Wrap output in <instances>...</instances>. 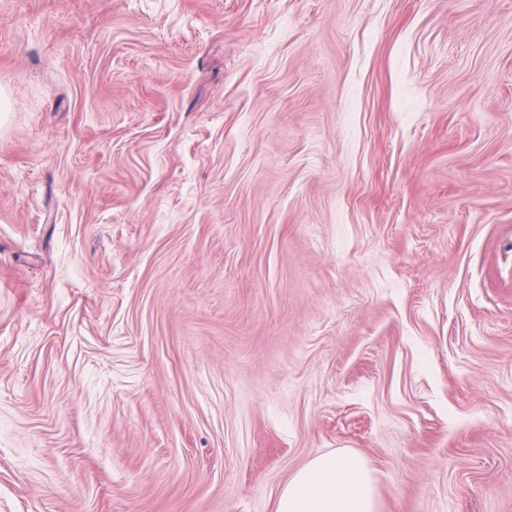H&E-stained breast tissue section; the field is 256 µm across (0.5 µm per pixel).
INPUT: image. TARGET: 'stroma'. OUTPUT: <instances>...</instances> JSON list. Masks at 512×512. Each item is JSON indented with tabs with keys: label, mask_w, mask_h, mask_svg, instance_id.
Segmentation results:
<instances>
[{
	"label": "stroma",
	"mask_w": 512,
	"mask_h": 512,
	"mask_svg": "<svg viewBox=\"0 0 512 512\" xmlns=\"http://www.w3.org/2000/svg\"><path fill=\"white\" fill-rule=\"evenodd\" d=\"M512 512V0H0V512ZM274 512H377L371 473L348 453L317 455L281 488Z\"/></svg>",
	"instance_id": "35a3bbf8"
}]
</instances>
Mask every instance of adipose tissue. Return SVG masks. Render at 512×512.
<instances>
[{"label": "adipose tissue", "instance_id": "obj_1", "mask_svg": "<svg viewBox=\"0 0 512 512\" xmlns=\"http://www.w3.org/2000/svg\"><path fill=\"white\" fill-rule=\"evenodd\" d=\"M274 512H377L371 473L348 453L317 455L281 488Z\"/></svg>", "mask_w": 512, "mask_h": 512}]
</instances>
